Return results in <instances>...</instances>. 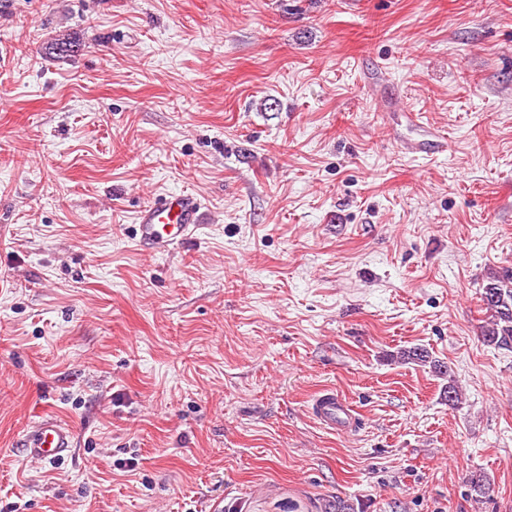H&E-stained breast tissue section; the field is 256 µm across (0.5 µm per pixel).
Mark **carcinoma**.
<instances>
[{
  "mask_svg": "<svg viewBox=\"0 0 512 512\" xmlns=\"http://www.w3.org/2000/svg\"><path fill=\"white\" fill-rule=\"evenodd\" d=\"M81 49V43L67 35L55 36L47 42L46 54L56 58H66ZM481 300L488 313V322L482 331L484 343L491 346L512 345V265L495 269L489 273L483 286ZM400 360L406 363L430 365L439 376L451 374L447 364L431 358L429 352L421 347L400 351Z\"/></svg>",
  "mask_w": 512,
  "mask_h": 512,
  "instance_id": "carcinoma-1",
  "label": "carcinoma"
}]
</instances>
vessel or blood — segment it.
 Segmentation results:
<instances>
[{"instance_id": "obj_1", "label": "vessel or blood", "mask_w": 512, "mask_h": 512, "mask_svg": "<svg viewBox=\"0 0 512 512\" xmlns=\"http://www.w3.org/2000/svg\"><path fill=\"white\" fill-rule=\"evenodd\" d=\"M202 223V203L195 195L174 191L159 196L140 209L134 227L139 244L155 253H165L193 237ZM313 413L333 430L348 427L351 414L336 393L322 392L315 397ZM23 455L42 462L67 457L74 446L73 429L53 416L35 420L19 442Z\"/></svg>"}]
</instances>
